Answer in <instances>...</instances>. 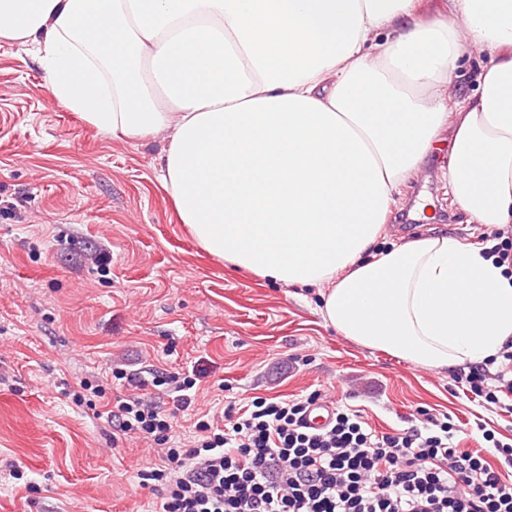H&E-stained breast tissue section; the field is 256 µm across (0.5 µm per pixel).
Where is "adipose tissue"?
Here are the masks:
<instances>
[{"label": "adipose tissue", "instance_id": "1", "mask_svg": "<svg viewBox=\"0 0 512 512\" xmlns=\"http://www.w3.org/2000/svg\"><path fill=\"white\" fill-rule=\"evenodd\" d=\"M0 39L99 132L166 135L160 178L198 246L317 289L355 344L448 372L512 341V278L481 246L376 248L446 133L454 200L512 224V0H0Z\"/></svg>", "mask_w": 512, "mask_h": 512}]
</instances>
